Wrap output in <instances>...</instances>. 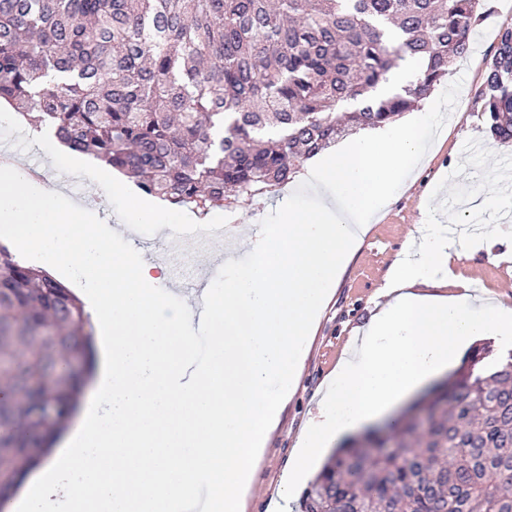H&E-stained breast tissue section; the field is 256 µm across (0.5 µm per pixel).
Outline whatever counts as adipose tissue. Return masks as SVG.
<instances>
[{"mask_svg":"<svg viewBox=\"0 0 512 512\" xmlns=\"http://www.w3.org/2000/svg\"><path fill=\"white\" fill-rule=\"evenodd\" d=\"M449 245L429 232L410 237L408 255L390 270L368 323L354 329L336 381L317 401L288 473L268 506L289 512L308 466L351 428L383 414L455 365L479 336H512V305L481 299L448 268Z\"/></svg>","mask_w":512,"mask_h":512,"instance_id":"1","label":"adipose tissue"}]
</instances>
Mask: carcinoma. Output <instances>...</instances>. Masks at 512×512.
<instances>
[{"mask_svg": "<svg viewBox=\"0 0 512 512\" xmlns=\"http://www.w3.org/2000/svg\"><path fill=\"white\" fill-rule=\"evenodd\" d=\"M485 0H0V101L53 127L144 194L199 215L288 182L358 129L397 121L470 49ZM425 69L374 94L398 62ZM512 142V25L476 92ZM84 304L0 245V474L20 485L75 411L68 363L89 352ZM56 416L44 422L38 405ZM428 427L416 430L415 408ZM399 419L398 452L343 443L301 512H512V353L448 381Z\"/></svg>", "mask_w": 512, "mask_h": 512, "instance_id": "cac0c4a2", "label": "carcinoma"}]
</instances>
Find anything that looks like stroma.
Listing matches in <instances>:
<instances>
[{"instance_id":"1","label":"stroma","mask_w":512,"mask_h":512,"mask_svg":"<svg viewBox=\"0 0 512 512\" xmlns=\"http://www.w3.org/2000/svg\"><path fill=\"white\" fill-rule=\"evenodd\" d=\"M509 23L512 7L506 0H486L483 15L472 30L470 51L452 71L453 77L463 80L452 120L373 223L335 288L308 348L300 385L285 405L257 466L249 499L251 512H265L270 495L288 469L297 437L314 410L318 391L334 373L350 332L367 323L374 297L391 266L403 258L410 232L424 221V210H432L440 224L454 222L465 236L512 218V200L504 198L500 179L502 171L512 170V144L490 148V133L475 103V93L498 45V32ZM21 135V129L0 112V155L9 154L23 169L39 171L46 185L83 204L104 222H116L108 198L95 182L58 172L39 145L27 151L18 149ZM468 191L492 192L493 206L482 212L453 211V201ZM450 265L477 293L512 297V254L478 251L451 259Z\"/></svg>"}]
</instances>
